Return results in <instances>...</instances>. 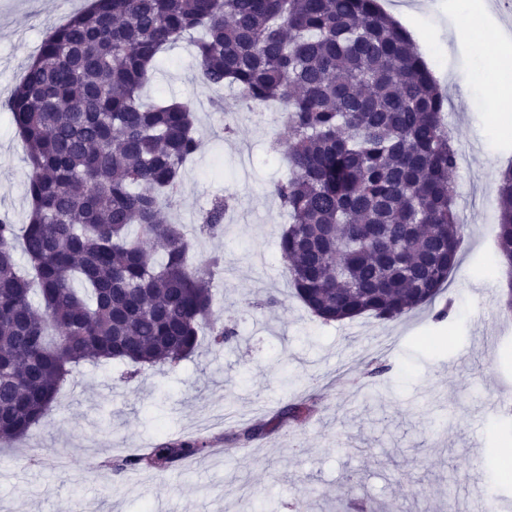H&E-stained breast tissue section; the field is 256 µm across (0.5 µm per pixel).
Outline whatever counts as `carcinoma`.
I'll return each mask as SVG.
<instances>
[{"instance_id":"obj_1","label":"carcinoma","mask_w":512,"mask_h":512,"mask_svg":"<svg viewBox=\"0 0 512 512\" xmlns=\"http://www.w3.org/2000/svg\"><path fill=\"white\" fill-rule=\"evenodd\" d=\"M193 42L203 83L275 103L289 174L279 248L296 296L325 323L393 321L429 305L455 268L458 152L445 96L378 0H89L51 30L6 102L29 167L25 223L0 219V447L50 410L73 368L173 365L213 318L224 258L194 261L184 226L160 220L200 140L192 101L148 102L163 51ZM217 196L200 232H224ZM497 252L512 264V165L501 173ZM27 268L19 270L16 250ZM309 407L290 403L226 439L250 443ZM184 437L107 461L163 472L201 454Z\"/></svg>"}]
</instances>
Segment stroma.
Instances as JSON below:
<instances>
[{
	"mask_svg": "<svg viewBox=\"0 0 512 512\" xmlns=\"http://www.w3.org/2000/svg\"><path fill=\"white\" fill-rule=\"evenodd\" d=\"M481 0H381L406 14L414 38L449 98L459 166L456 209L463 213L459 259L439 300L401 320L361 316L324 323L296 297L279 249L288 218L271 190L288 173L269 141L279 110L257 122L233 89L219 95L201 81L188 45L169 48L145 93L193 101L202 141L187 165L168 220L183 224L196 259L224 254L213 280L214 310L239 339L197 351L174 367L128 380L118 362L85 364L26 436L0 450V512H338L366 501L373 512H470L481 491L512 500V315L496 282L500 169L512 163V127L500 120L485 86L486 43L460 47L463 10ZM88 0H0V216L21 224L29 208L28 165L6 102L46 33ZM233 134H225V125ZM233 207L223 236L199 234L214 197ZM450 313L443 321L441 308ZM443 336L441 348L421 346ZM315 403L300 426L284 425L249 446L224 433L272 417L291 400ZM199 436L222 446L163 472L117 476L107 458L164 439Z\"/></svg>",
	"mask_w": 512,
	"mask_h": 512,
	"instance_id": "stroma-1",
	"label": "stroma"
}]
</instances>
